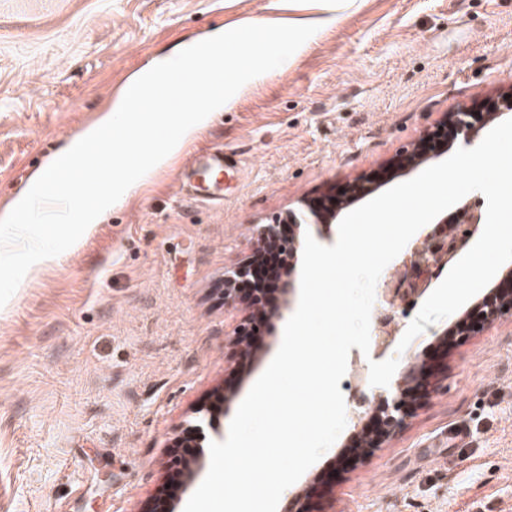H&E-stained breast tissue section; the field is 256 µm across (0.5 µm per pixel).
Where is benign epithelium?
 I'll list each match as a JSON object with an SVG mask.
<instances>
[{"label": "benign epithelium", "instance_id": "benign-epithelium-1", "mask_svg": "<svg viewBox=\"0 0 512 512\" xmlns=\"http://www.w3.org/2000/svg\"><path fill=\"white\" fill-rule=\"evenodd\" d=\"M512 113V94L494 102L488 111L476 114L474 112H446L433 129L425 132L411 149L401 151L396 161L382 168L377 177L371 181L355 179L346 183L343 193L339 196L330 195L320 203L307 205L313 222L316 224H334L343 211L360 202L366 195L384 187L390 180L409 172L419 166L436 160L449 143L455 142L459 135H466L475 128L474 121L486 126ZM484 217L476 207L470 208L469 224L471 233L448 245V264H453L457 258L467 251L471 240L483 230ZM436 237V228L426 225L422 234L413 242L408 252L419 256V264L415 268L416 276L408 281L403 288H379L377 299L386 300L392 294L401 295L402 299H419L431 290L434 266L441 264V252L431 248ZM304 234L301 231V221L294 214L288 215V237L284 247L288 251V266L277 278L280 291L284 297L283 308H289L290 296L295 291L294 276L298 254L304 248ZM252 272L249 264L244 263L234 267L224 276L227 288L224 289V299L235 300L237 289L235 282ZM512 315V289L495 285L490 289L481 303L476 305L465 319L459 322L465 330L471 331L477 324H491L505 315ZM429 387V378L425 370L413 359L404 363L391 391L392 407H383L384 416L379 420V427L373 433L363 434L356 447L351 449L357 456L367 455L371 449L379 448L387 441L404 422L403 407L411 392H421ZM194 447L198 451L184 463L179 481L170 487L164 497H157L150 502L146 512H177L183 497L194 484L199 473L205 466L206 455L198 436H193Z\"/></svg>", "mask_w": 512, "mask_h": 512}]
</instances>
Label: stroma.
<instances>
[{
    "label": "stroma",
    "mask_w": 512,
    "mask_h": 512,
    "mask_svg": "<svg viewBox=\"0 0 512 512\" xmlns=\"http://www.w3.org/2000/svg\"><path fill=\"white\" fill-rule=\"evenodd\" d=\"M324 0H0V211L155 57L228 24L318 18ZM512 93V0H355L263 74L169 164L26 275L0 308V512H145L199 417L227 433L280 347L224 274L255 228L379 171L446 112ZM223 146L224 203L187 197L188 154ZM458 315L405 356L429 394L362 460L378 402L343 387L346 426L296 482L308 512H512V318L457 337ZM233 392L232 401L218 397Z\"/></svg>",
    "instance_id": "1"
}]
</instances>
